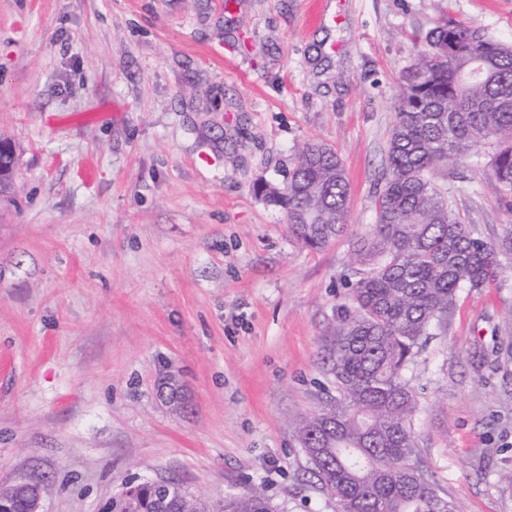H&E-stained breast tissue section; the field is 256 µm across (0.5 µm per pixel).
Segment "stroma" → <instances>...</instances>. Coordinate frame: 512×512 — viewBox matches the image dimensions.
Wrapping results in <instances>:
<instances>
[{"mask_svg":"<svg viewBox=\"0 0 512 512\" xmlns=\"http://www.w3.org/2000/svg\"><path fill=\"white\" fill-rule=\"evenodd\" d=\"M0 0V483L102 512L126 483L213 499L264 484L337 512L292 424L375 222L399 77L444 16L512 44V0ZM340 154L346 235L313 251L257 189ZM489 147L435 183L477 236L512 228ZM461 289L410 370L417 461L465 512H512V256ZM177 402H167L170 390Z\"/></svg>","mask_w":512,"mask_h":512,"instance_id":"1","label":"stroma"}]
</instances>
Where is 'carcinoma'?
Returning <instances> with one entry per match:
<instances>
[{
  "label": "carcinoma",
  "instance_id": "cac0c4a2",
  "mask_svg": "<svg viewBox=\"0 0 512 512\" xmlns=\"http://www.w3.org/2000/svg\"><path fill=\"white\" fill-rule=\"evenodd\" d=\"M450 36L458 46L451 62ZM400 83L376 224L354 241L365 270L328 356L336 396L295 419L312 473L338 512H462L429 477L406 475L417 457L408 372L460 289L495 284L500 257L512 254V230L495 241L476 236L433 180L439 167L489 143L492 175L512 194V46L443 17ZM0 165L1 195L17 159ZM258 192L286 210L290 234L310 250L324 249L348 228L349 182L341 156L325 143L301 150L284 187L264 184ZM112 512L284 510L262 484L214 500L147 480L112 498Z\"/></svg>",
  "mask_w": 512,
  "mask_h": 512
}]
</instances>
